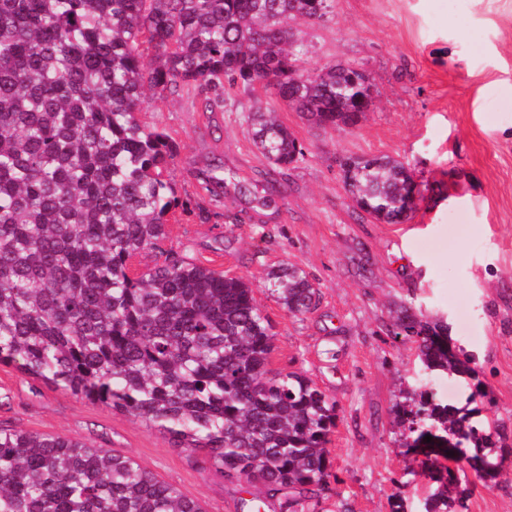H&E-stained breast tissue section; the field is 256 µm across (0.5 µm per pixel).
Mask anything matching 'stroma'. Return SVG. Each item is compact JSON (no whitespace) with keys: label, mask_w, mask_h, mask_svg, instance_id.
<instances>
[{"label":"stroma","mask_w":512,"mask_h":512,"mask_svg":"<svg viewBox=\"0 0 512 512\" xmlns=\"http://www.w3.org/2000/svg\"><path fill=\"white\" fill-rule=\"evenodd\" d=\"M309 70L350 65L366 72L370 112L353 125H320L274 89L264 106L303 145L302 160L278 169L254 145L242 89L207 106L183 90L151 95L138 118L177 145L166 176L180 198L215 211L210 222L174 210L158 247L133 258L137 274L181 257L251 283L274 324L268 367L299 372L335 400L328 445L335 476L305 498L302 512H422L428 488L401 455L393 406L422 383L465 401L466 383L424 375L415 343L390 326L400 307L441 320L474 356L488 393L485 415L512 436V0H333L320 20L291 24ZM390 156L419 183L418 208L401 224L371 218L344 188L339 161ZM224 177L222 196L204 188ZM250 194L241 195L237 184ZM262 196L270 205H259ZM282 263L314 282L318 303L288 315L266 291ZM0 428L108 448L176 486L203 512H280L263 485L224 476L206 451L176 446L160 428L73 396L0 364ZM467 512H512V464L496 483L475 484Z\"/></svg>","instance_id":"1"}]
</instances>
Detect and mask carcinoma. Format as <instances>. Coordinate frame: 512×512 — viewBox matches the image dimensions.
Here are the masks:
<instances>
[{
  "label": "carcinoma",
  "instance_id": "cac0c4a2",
  "mask_svg": "<svg viewBox=\"0 0 512 512\" xmlns=\"http://www.w3.org/2000/svg\"><path fill=\"white\" fill-rule=\"evenodd\" d=\"M330 2L0 0V363L207 451L227 477L288 491L281 512L328 486L336 401L301 373H271L273 325L244 279L170 257L130 275L169 212L188 208L164 178L176 147L138 113L149 90L197 87L221 101L260 87L319 124L355 123L369 86L341 65L304 72L288 29ZM246 112L273 165L304 156L259 98ZM344 188L360 210L400 224L415 184L403 162L373 156L347 164ZM265 288L294 317L316 303L314 284L288 264L268 271ZM393 326L418 343L429 373L473 381L463 405L417 388L395 407L404 454L426 455L425 512H461L470 485L439 458L454 453L486 484L512 444L475 406L482 382L470 354L448 349L445 325L404 308ZM0 512L202 508L107 448L0 429Z\"/></svg>",
  "mask_w": 512,
  "mask_h": 512
}]
</instances>
